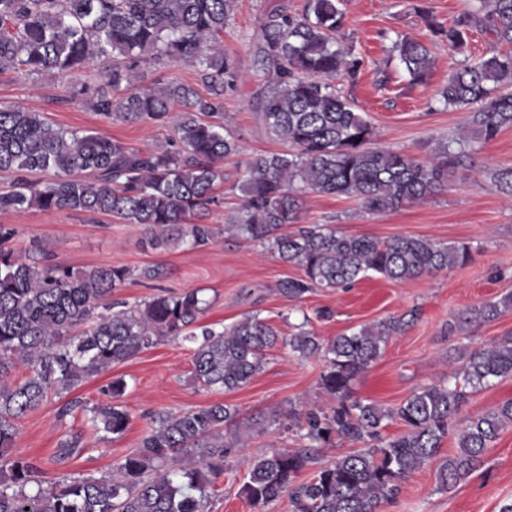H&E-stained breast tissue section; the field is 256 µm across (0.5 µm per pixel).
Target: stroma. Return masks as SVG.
I'll list each match as a JSON object with an SVG mask.
<instances>
[{"label": "stroma", "mask_w": 512, "mask_h": 512, "mask_svg": "<svg viewBox=\"0 0 512 512\" xmlns=\"http://www.w3.org/2000/svg\"><path fill=\"white\" fill-rule=\"evenodd\" d=\"M274 0H238L233 20L224 29V51L233 56L243 74L236 90L224 95V124L239 141L240 149L224 161L220 202L212 207L209 223L231 222L240 205L232 186L241 180L246 162L258 154L284 151L285 143L268 130L259 102L272 85L260 70L257 51L262 38L259 16ZM341 32L345 45L364 60L357 83L337 80L374 130L376 144L405 151L419 159L431 156L439 144L468 128L467 108H443L438 92L462 57L485 55L492 36L472 29L465 53L435 40L418 10L426 8L442 25H450L464 8V0H343ZM413 36L430 45L433 69L422 84H410L402 64L390 52L396 35ZM78 75L59 74L32 78L0 75V101L44 113L56 127L96 131L142 149L170 147L171 124H141L103 118L86 103L70 100L67 90ZM512 167V127L495 139L477 145L465 166L457 168L444 191L427 201L372 213L345 196L310 194L304 199L301 226L329 224L347 235L391 240L417 236L441 243H464L471 260L419 278L395 282L371 275L352 288L323 289L291 301L278 291L280 281L302 276L299 265L282 261L274 250L230 234L209 246L189 250L152 248L143 226L87 213L43 211L30 208L0 211V225L13 228L16 250L38 244L53 263L74 271L120 265L131 276L115 292L134 302L146 300L159 289L172 292L200 288L211 305L202 324H231L247 315L268 319L289 334L303 315H311L312 328L321 340L351 332L388 317L417 311L407 330L388 341L381 357L353 383L357 397L385 407L404 401L419 387L446 379L460 365V350L498 340L512 332V312L496 320L447 334L444 328L460 311L512 293V197L496 184L495 170ZM162 266L161 279L148 280L141 272ZM193 345L164 340L112 369L85 381L72 391L81 408L58 418V397L17 420V438L10 453L37 461L43 479L104 477L121 457L138 447L151 426L152 413H181L223 402L236 406L244 418L239 434L248 453L293 449L299 431L287 413L298 404L328 406L319 387L325 369L322 360L300 358L279 346L269 352L263 369L246 386L230 392L209 391L192 379ZM124 377L123 399L131 417L127 432L116 440L98 441L88 435L84 406L101 401V388ZM82 435L85 446L65 463H53L60 442ZM248 464L229 459L224 475L212 489L209 512H254L239 489ZM512 497V427L501 431L481 465L450 490H442L436 464H428L408 477L394 503L381 512H498Z\"/></svg>", "instance_id": "obj_1"}]
</instances>
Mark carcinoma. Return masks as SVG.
Wrapping results in <instances>:
<instances>
[{
	"instance_id": "carcinoma-1",
	"label": "carcinoma",
	"mask_w": 512,
	"mask_h": 512,
	"mask_svg": "<svg viewBox=\"0 0 512 512\" xmlns=\"http://www.w3.org/2000/svg\"><path fill=\"white\" fill-rule=\"evenodd\" d=\"M236 9L237 0H0V72L84 74L95 59L108 57L112 66L69 88L70 99L107 119L169 122L174 132L173 148L145 151L95 131L55 129L41 112L0 102V172L15 174L10 189L0 192V210L115 216L145 227L153 248L214 243L221 230L206 217L224 183V157L239 146L224 125L203 116L221 113L224 92L241 79L221 39ZM420 14L434 36L459 51L474 27L497 39L441 87L444 105L474 107L472 128L456 144L439 145L429 160L376 145L370 123L336 90V78L354 82L362 67L340 43V0H305L299 15L281 2L259 18L260 62L275 76L260 108L268 130L291 151L248 162L230 231L270 245L281 260L303 268L304 276L279 283L291 301L315 288H347L370 274L406 282L469 260L465 245L423 237L382 242L344 235L327 224L287 231L299 223L308 193L353 197L370 212L424 202L447 187L450 170L465 165L472 141L486 143L512 126V93L501 92L512 84V51L499 49L512 45V0H465L448 27L423 9ZM392 51L412 83L428 79L434 59L425 45L400 35ZM147 61L193 65L205 93L176 80L162 87L136 85L134 73ZM37 173L50 177L30 178ZM14 235L0 225V512H207L208 489L224 475V461L242 453L239 440H224V425L239 416L232 405L153 413L154 426L139 448L106 477L64 478L46 486L40 466L8 456L16 420L166 338L194 344L193 380L215 391L247 385L279 343L301 358L325 360L319 385L330 410L291 412L300 417L303 444L248 459L240 492L256 510L286 495L293 512H378L454 437L457 451L438 470L439 485L450 490L512 423V400L460 416L474 392L512 377L511 336L466 350L460 355L464 364L448 381L422 386L397 407L385 408L354 396L353 381L379 359L391 337L407 329L410 318L390 317L327 342L303 324L284 336L255 315L217 329L199 324L209 307L200 289L134 304L114 301L113 291L131 277L128 268L75 272L38 262L8 246ZM511 308V294L484 302L448 324V333ZM19 365L26 374L9 380ZM126 391L125 379L115 378L101 389L104 401L86 409L98 440L127 431ZM392 421L404 432L388 438L383 432ZM337 439L367 449L318 462L319 450ZM82 447L81 437L66 439L55 458L64 461ZM313 465V477L297 483Z\"/></svg>"
}]
</instances>
